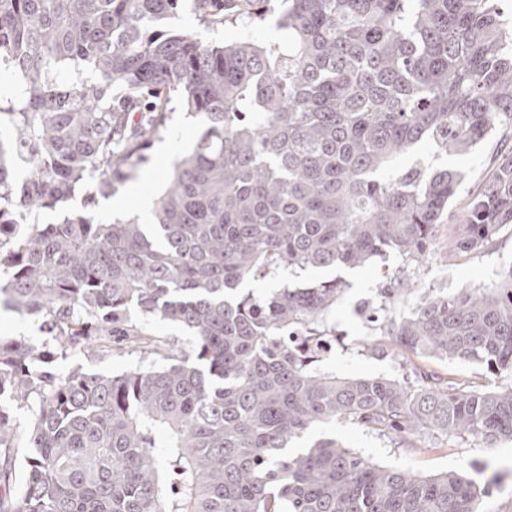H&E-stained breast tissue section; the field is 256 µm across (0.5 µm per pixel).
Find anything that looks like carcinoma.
Instances as JSON below:
<instances>
[{
  "label": "carcinoma",
  "instance_id": "1",
  "mask_svg": "<svg viewBox=\"0 0 512 512\" xmlns=\"http://www.w3.org/2000/svg\"><path fill=\"white\" fill-rule=\"evenodd\" d=\"M182 2L0 0V116L14 129L0 138V307L40 316L53 342L0 338V512H480L488 490L459 472L380 466L334 437L292 443L341 420L495 448L512 441V384L324 372L345 282L247 285L416 262L444 224L453 257L512 224V152L456 224L461 172L390 173L423 141L464 154L512 122V21L496 0H194L210 24L276 13L286 33L217 45L169 27ZM175 100L204 131L152 222L96 221L92 205L136 177ZM76 196L83 210L42 221ZM155 321L188 346L152 334ZM385 325L407 358L512 374V271L425 294ZM116 338L151 360L53 371Z\"/></svg>",
  "mask_w": 512,
  "mask_h": 512
}]
</instances>
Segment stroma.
Here are the masks:
<instances>
[{
  "instance_id": "35a3bbf8",
  "label": "stroma",
  "mask_w": 512,
  "mask_h": 512,
  "mask_svg": "<svg viewBox=\"0 0 512 512\" xmlns=\"http://www.w3.org/2000/svg\"><path fill=\"white\" fill-rule=\"evenodd\" d=\"M175 23L178 27L197 33L207 42L232 43L248 38L257 43L281 42L284 33L276 24L275 17L263 22L243 26L225 23L202 24L194 8L193 0H184ZM203 131L199 121L185 113L181 105H174L166 131L156 139L148 151L149 160L137 177L127 182L113 195L117 212L95 206L98 221L111 223L117 214L139 211L144 198L157 197L180 155L197 141ZM512 148V135L495 131L478 143L465 155L436 153L429 142H422L414 153L398 157L394 169H401L420 160L427 167H444L459 170L463 181L451 204L453 213H462L469 198L489 177L497 157ZM512 270V226H503L492 242L481 249L447 257L442 245H435L432 252L419 265L406 264L400 257L389 256L365 267L308 269L297 273L279 271L275 278L258 283L257 291L273 288L302 287L321 279L342 277L349 287L327 316L329 325L336 329V341L332 353L327 354L322 367L329 372L349 377L403 378L407 375L401 358L396 354L390 337L384 336L379 323L368 320L366 308L378 307L381 291L407 282L413 293L395 301L389 314L395 318L409 316L416 303L415 291L442 290L456 292L497 281L501 274ZM375 341L382 347L373 353L364 347L366 341ZM143 352L117 344L110 355L99 357L91 352L76 350L58 360L54 369L59 375L83 368L105 375L120 373L145 363ZM424 366L431 373L452 378L469 388L479 391L493 390L512 384V374L493 372L486 367L458 361L430 359ZM336 435L342 443L360 453L369 461L395 467L417 475L428 476L455 470L467 473L477 483L492 486L485 496L481 512H512V443L505 442L495 448L467 437L425 434L409 443H390L374 433L354 427L342 421L322 425L307 431L303 439L310 442L321 433Z\"/></svg>"
}]
</instances>
